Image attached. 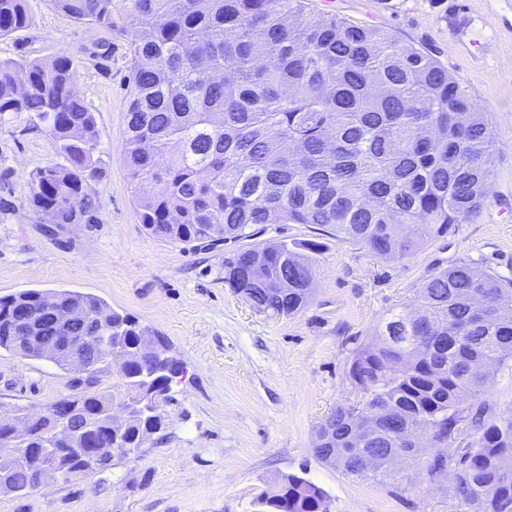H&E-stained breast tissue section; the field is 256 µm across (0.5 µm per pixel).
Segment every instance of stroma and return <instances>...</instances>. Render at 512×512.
Instances as JSON below:
<instances>
[{"label":"stroma","instance_id":"35a3bbf8","mask_svg":"<svg viewBox=\"0 0 512 512\" xmlns=\"http://www.w3.org/2000/svg\"><path fill=\"white\" fill-rule=\"evenodd\" d=\"M307 3L426 49L492 113L497 153L480 216L402 260L307 224L267 225L259 240L317 238L323 249L306 307L288 318L261 313L224 282L236 243L173 244L140 221L123 160L124 37L30 0L31 24L0 38V59H76L74 86L97 119L102 173L86 187L95 222L50 232L29 204V183L61 157L27 114L0 118V297L93 294L165 336L186 374L162 430L137 457L27 497L0 490V512H253L286 474L323 488L329 512H461L451 480L429 476L426 459L380 483L319 462L313 444L324 418L355 397L353 357L432 271L468 259L512 275V0ZM71 378L51 362L0 351V405L41 410L70 393Z\"/></svg>","mask_w":512,"mask_h":512}]
</instances>
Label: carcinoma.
Wrapping results in <instances>:
<instances>
[{
  "mask_svg": "<svg viewBox=\"0 0 512 512\" xmlns=\"http://www.w3.org/2000/svg\"><path fill=\"white\" fill-rule=\"evenodd\" d=\"M29 0H0V38L32 21ZM71 19L117 28L127 37L132 67L123 158L141 223L171 243H239L224 261V282L250 290L268 311L293 316L308 303L321 243L286 239L254 243L264 224H310L336 239L401 260L476 219L490 191L496 135L491 113L431 55L388 32L315 14L304 0H48ZM74 61L0 60V116L31 112L65 163L38 169L30 202L46 223L92 221L88 181L100 176L99 130L74 87ZM262 257L256 262L253 254ZM288 278V295L279 292ZM46 293L24 290L0 298V350L43 359L24 348L20 320L57 335L43 309ZM86 316L73 344L121 349L128 361L115 390L102 386L112 365L90 363L72 380L73 393L39 411L3 489L26 497L36 475L63 447V412L83 413L96 462L75 452L60 458L62 480L79 467L112 466L138 454L163 427L150 413L171 403L168 340L127 312L79 291L51 293ZM426 313L419 323L408 317ZM145 336L163 357L140 359ZM512 359V277L460 260L433 271L406 309L387 320L352 360L349 378L363 405L387 420L359 437V407L336 405L319 425L315 457L336 469L380 482L395 473L366 467L374 454L404 450L401 432L426 426L441 438L462 424L476 438L435 453L429 475L448 477L463 512H512V410L495 412L483 395L497 366ZM145 406L122 421L112 402ZM256 512H327L316 483L288 474L255 501Z\"/></svg>",
  "mask_w": 512,
  "mask_h": 512,
  "instance_id": "cac0c4a2",
  "label": "carcinoma"
}]
</instances>
